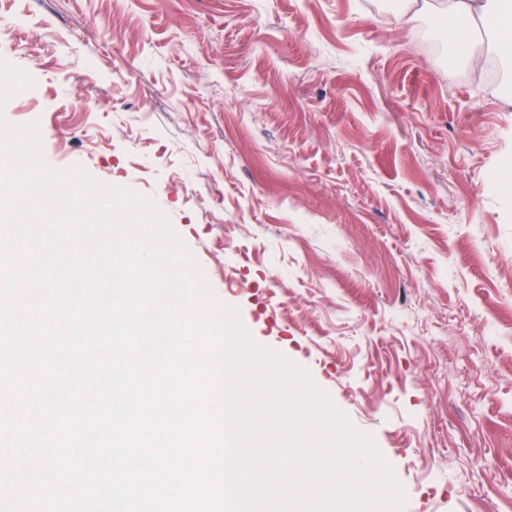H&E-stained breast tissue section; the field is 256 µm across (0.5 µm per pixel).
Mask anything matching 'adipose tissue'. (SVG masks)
<instances>
[{
	"mask_svg": "<svg viewBox=\"0 0 512 512\" xmlns=\"http://www.w3.org/2000/svg\"><path fill=\"white\" fill-rule=\"evenodd\" d=\"M419 10L441 24L449 55L475 64L494 54L512 68V0H421ZM477 22L487 29L479 41L466 33L467 24Z\"/></svg>",
	"mask_w": 512,
	"mask_h": 512,
	"instance_id": "1",
	"label": "adipose tissue"
}]
</instances>
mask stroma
Returning a JSON list of instances; mask_svg holds the SVG:
<instances>
[{
    "instance_id": "obj_1",
    "label": "stroma",
    "mask_w": 512,
    "mask_h": 512,
    "mask_svg": "<svg viewBox=\"0 0 512 512\" xmlns=\"http://www.w3.org/2000/svg\"><path fill=\"white\" fill-rule=\"evenodd\" d=\"M406 7L0 0V58L42 91L0 113L151 197L404 512H512V88Z\"/></svg>"
}]
</instances>
